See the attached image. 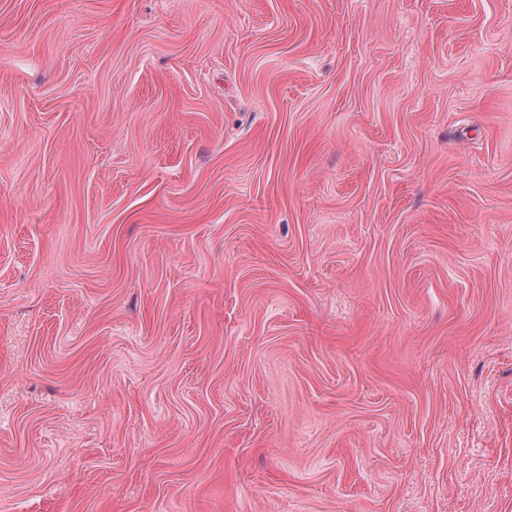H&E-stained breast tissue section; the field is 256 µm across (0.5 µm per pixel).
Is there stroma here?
I'll return each mask as SVG.
<instances>
[{"label":"stroma","instance_id":"obj_1","mask_svg":"<svg viewBox=\"0 0 512 512\" xmlns=\"http://www.w3.org/2000/svg\"><path fill=\"white\" fill-rule=\"evenodd\" d=\"M0 512H512V0H0Z\"/></svg>","mask_w":512,"mask_h":512}]
</instances>
